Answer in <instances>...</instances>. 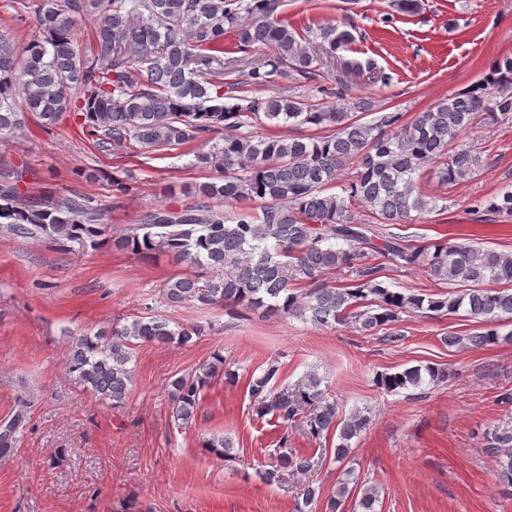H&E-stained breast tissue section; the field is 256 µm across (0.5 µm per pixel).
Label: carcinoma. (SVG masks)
<instances>
[{
	"instance_id": "1",
	"label": "carcinoma",
	"mask_w": 512,
	"mask_h": 512,
	"mask_svg": "<svg viewBox=\"0 0 512 512\" xmlns=\"http://www.w3.org/2000/svg\"><path fill=\"white\" fill-rule=\"evenodd\" d=\"M14 2L19 14H34L38 34L21 53L0 37V141L21 131L27 114L48 131L70 108L102 151L133 141L157 152L197 143L196 164L218 176L184 191L191 202L152 209L124 234L109 238L104 208L90 196L74 191L27 197L19 176L6 171L0 174L1 232L49 241L70 253L104 243L133 254L158 252L199 270L165 281L162 296L171 306L192 301L244 306L269 317L292 314L319 327L351 323L365 335L386 329L405 313L428 317L463 311L478 320V331L466 337L450 333L444 343L475 348L512 343V331L498 330L500 322L512 320V253L447 238L414 245L408 236L385 229L446 210L423 192L424 172L442 185H454L484 168L480 153L459 139L480 115L495 124L512 123V57L494 63L480 84L410 121L400 112H378L365 121L368 103L325 108L326 99L343 97L345 84L339 78L334 87L321 83L323 59L336 60L344 73L365 71L373 83L386 85L389 77L371 62L336 55L354 39L350 30L326 23L301 33L289 26L278 13L281 0ZM82 16L98 17L86 48L74 34ZM227 34L235 44L232 56L224 51ZM262 48L267 53L253 59ZM282 80L288 85L279 86ZM270 86L278 92L258 95ZM305 87L308 93H296ZM264 120L325 134L281 137L250 129ZM350 169L340 191H331L341 172ZM130 180L128 170L113 172L112 191L129 193ZM233 202L241 204L238 211H224ZM485 208L512 217V192ZM385 262L423 268L433 282L448 286V295L391 290L382 280ZM335 272L345 274V281L330 280ZM197 335L193 325L137 316L79 336L68 368L98 399L120 408L129 396L135 343L186 345ZM280 375L272 360L250 378L247 390L257 413L284 424L302 422L315 437L336 433L333 461L344 464L367 417L359 411L340 417L314 373L291 389L276 387ZM217 377L229 385L239 379L219 354L171 382V413L178 426L196 419L199 395ZM442 377L433 366H412L381 376L378 384L399 392ZM20 423L18 415L0 427L1 453L11 450ZM203 447L231 457V442L222 437L204 441ZM486 451L498 458V481L511 488L512 435L490 434ZM278 465L264 472L267 483L288 469L309 471L311 459L289 448L284 436ZM343 476L327 512H341L356 492L362 512H376L377 488L349 487L357 483L351 467Z\"/></svg>"
}]
</instances>
